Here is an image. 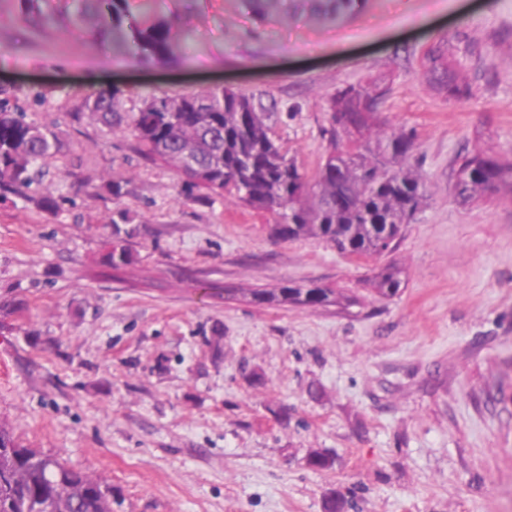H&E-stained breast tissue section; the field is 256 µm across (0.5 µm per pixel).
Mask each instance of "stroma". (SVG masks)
Here are the masks:
<instances>
[{
  "mask_svg": "<svg viewBox=\"0 0 512 512\" xmlns=\"http://www.w3.org/2000/svg\"><path fill=\"white\" fill-rule=\"evenodd\" d=\"M189 39L177 65L31 26L0 0V87L58 152L40 192L51 218L0 202V426L112 489V512H512V197L465 202L457 160L512 159V0H365L342 21L258 20L240 0H154ZM456 47L449 98L421 66ZM122 122L73 117L92 82ZM378 84L370 116L412 136L427 203L395 248L344 256L278 241L275 212L181 195L127 125L150 94L252 96L273 139L314 178L329 100ZM43 95L54 106L36 102ZM121 183L130 264L112 246L106 183ZM401 289L374 295L379 268ZM320 286L340 304L254 302V288ZM333 468L309 467L313 451Z\"/></svg>",
  "mask_w": 512,
  "mask_h": 512,
  "instance_id": "obj_1",
  "label": "stroma"
}]
</instances>
